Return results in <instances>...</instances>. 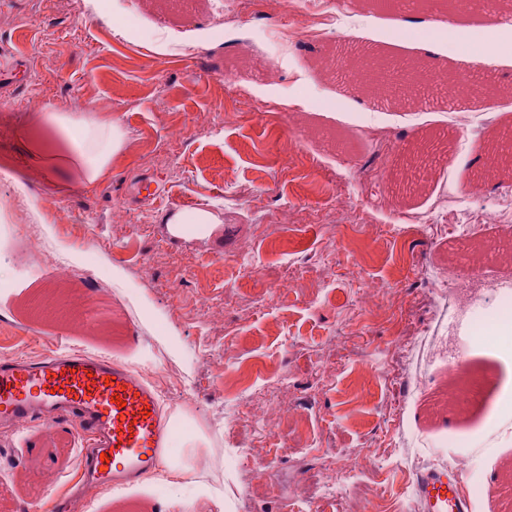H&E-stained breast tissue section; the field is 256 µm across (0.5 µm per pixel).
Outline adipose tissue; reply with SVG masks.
Returning <instances> with one entry per match:
<instances>
[{"label": "adipose tissue", "instance_id": "adipose-tissue-1", "mask_svg": "<svg viewBox=\"0 0 512 512\" xmlns=\"http://www.w3.org/2000/svg\"><path fill=\"white\" fill-rule=\"evenodd\" d=\"M30 144L27 165L49 183L78 172L81 186L95 184L127 144L119 118L104 120L92 112L45 107L28 114L19 126Z\"/></svg>", "mask_w": 512, "mask_h": 512}]
</instances>
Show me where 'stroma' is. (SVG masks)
Returning a JSON list of instances; mask_svg holds the SVG:
<instances>
[{"mask_svg": "<svg viewBox=\"0 0 512 512\" xmlns=\"http://www.w3.org/2000/svg\"><path fill=\"white\" fill-rule=\"evenodd\" d=\"M150 37L115 34L111 18L77 14L66 0H0V164L11 188L42 195L41 238L0 243V277L20 285L0 295V336L39 357L64 343L106 350L154 385L177 414L175 431L202 429L210 446L195 477L173 482L155 471L115 495L101 490L94 512H124L146 501L159 512H414L409 476L469 456L485 497L471 512H512L504 484L512 467V350L466 345L465 317L443 306L463 297L496 305L512 284V187L466 191L483 168L474 132L512 127V94L459 120L455 101L417 110L381 104L347 73L319 82L311 69L328 47L340 54L435 59L465 71L488 62L512 84V0L502 14L456 12L470 57L451 53L448 21L421 11L410 29L373 0H339L328 35H303L306 0L287 16L268 11L249 24L264 32L288 22L292 68L282 84H261L236 32L208 42L240 0H112ZM309 98L307 127L332 130L341 146L293 135L265 99ZM117 117L128 144L91 187L45 183L25 165L15 125L74 99ZM373 117L390 141L432 143L441 177L423 194L394 179L411 157L384 156L359 125ZM419 215L405 223L402 210ZM205 208L214 221L177 234L170 214ZM504 242L499 261L463 278L458 245ZM138 338L125 343L123 324ZM182 345V384H170L159 343ZM468 348L481 394L468 415L441 413L448 379L441 364ZM363 463L349 479L366 492L352 505L335 482L347 458ZM66 433L43 425L0 432V512L18 503L56 512L79 466Z\"/></svg>", "mask_w": 512, "mask_h": 512, "instance_id": "stroma-1", "label": "stroma"}]
</instances>
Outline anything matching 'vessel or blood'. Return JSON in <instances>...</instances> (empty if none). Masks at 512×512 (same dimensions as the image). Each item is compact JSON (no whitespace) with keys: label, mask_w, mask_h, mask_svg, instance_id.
I'll return each instance as SVG.
<instances>
[{"label":"vessel or blood","mask_w":512,"mask_h":512,"mask_svg":"<svg viewBox=\"0 0 512 512\" xmlns=\"http://www.w3.org/2000/svg\"><path fill=\"white\" fill-rule=\"evenodd\" d=\"M81 420L79 479L88 494L120 492L162 467L172 435L156 391L118 358L51 349L32 359L0 355V423L21 429L39 418ZM417 512H470L457 466L413 477Z\"/></svg>","instance_id":"vessel-or-blood-1"}]
</instances>
